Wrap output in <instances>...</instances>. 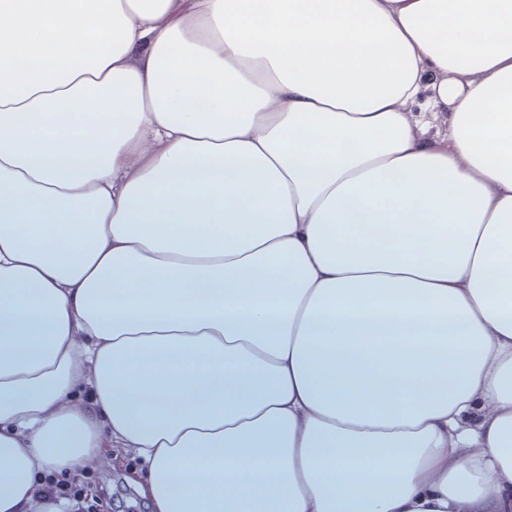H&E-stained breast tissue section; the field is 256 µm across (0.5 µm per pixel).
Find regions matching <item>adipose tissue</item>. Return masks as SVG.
I'll use <instances>...</instances> for the list:
<instances>
[{
  "mask_svg": "<svg viewBox=\"0 0 512 512\" xmlns=\"http://www.w3.org/2000/svg\"><path fill=\"white\" fill-rule=\"evenodd\" d=\"M107 439L151 512H512V0H0V512Z\"/></svg>",
  "mask_w": 512,
  "mask_h": 512,
  "instance_id": "adipose-tissue-1",
  "label": "adipose tissue"
}]
</instances>
